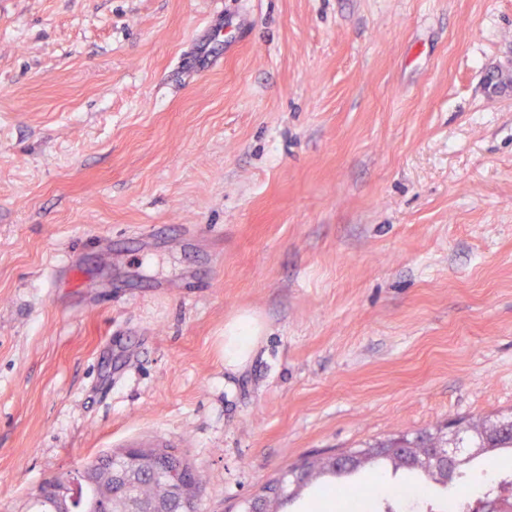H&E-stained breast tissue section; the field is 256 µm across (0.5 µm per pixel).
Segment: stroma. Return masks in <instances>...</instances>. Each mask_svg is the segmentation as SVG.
Wrapping results in <instances>:
<instances>
[{"mask_svg":"<svg viewBox=\"0 0 512 512\" xmlns=\"http://www.w3.org/2000/svg\"><path fill=\"white\" fill-rule=\"evenodd\" d=\"M509 414L512 0H0V512L137 436L239 512ZM258 327L249 316H242L224 330V365L243 364L252 354ZM288 473H285V474H281V476H279L278 478H275L271 481H269L264 487H263V493L265 496H267V501L269 502V511L268 512H282V508L284 506H286L287 504L291 503L292 501H294L298 496H299V491L300 489L306 485L307 483L305 484H300L301 482L304 481L305 478H300V483H296V485L293 487H290L289 486V475L286 476ZM283 476H286L284 481H283V485H282V490L284 492V498L279 495V494H276L274 493V491L276 490V487H277V484L280 483L281 481V477ZM267 491H269L270 493H267ZM273 493V494H271ZM260 494V495H262Z\"/></svg>","mask_w":512,"mask_h":512,"instance_id":"stroma-1","label":"stroma"}]
</instances>
